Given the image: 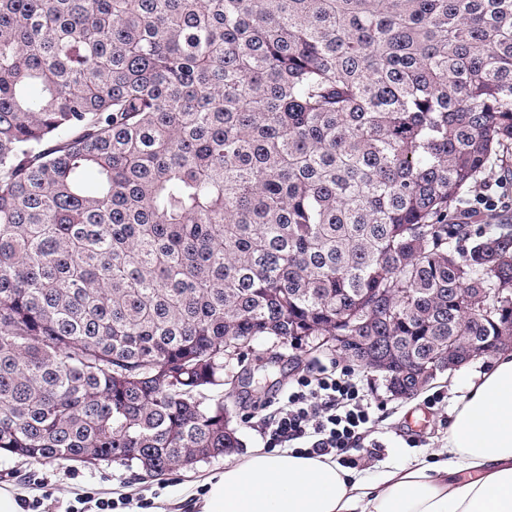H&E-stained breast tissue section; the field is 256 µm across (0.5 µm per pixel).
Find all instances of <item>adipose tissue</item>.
I'll list each match as a JSON object with an SVG mask.
<instances>
[{
  "label": "adipose tissue",
  "instance_id": "ef3b65f1",
  "mask_svg": "<svg viewBox=\"0 0 512 512\" xmlns=\"http://www.w3.org/2000/svg\"><path fill=\"white\" fill-rule=\"evenodd\" d=\"M197 512H512V353L471 386L433 462L376 479L290 450L257 451L206 481Z\"/></svg>",
  "mask_w": 512,
  "mask_h": 512
}]
</instances>
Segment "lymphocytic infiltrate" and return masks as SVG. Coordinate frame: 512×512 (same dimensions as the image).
Listing matches in <instances>:
<instances>
[{
  "label": "lymphocytic infiltrate",
  "mask_w": 512,
  "mask_h": 512,
  "mask_svg": "<svg viewBox=\"0 0 512 512\" xmlns=\"http://www.w3.org/2000/svg\"><path fill=\"white\" fill-rule=\"evenodd\" d=\"M371 421L372 404L358 378L337 363H319L259 418L257 431L267 447L341 463L361 450Z\"/></svg>",
  "instance_id": "1"
}]
</instances>
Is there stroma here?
<instances>
[{"instance_id": "35a3bbf8", "label": "stroma", "mask_w": 512, "mask_h": 512, "mask_svg": "<svg viewBox=\"0 0 512 512\" xmlns=\"http://www.w3.org/2000/svg\"><path fill=\"white\" fill-rule=\"evenodd\" d=\"M327 350L298 352L267 339L253 342L245 361L226 363L227 375L236 379L225 386L224 402L243 442L237 452L179 470L159 479L147 478L133 467L105 463L87 467L77 462L29 464L0 452V487L9 485L28 499L46 497L66 504L91 496L116 500L130 496L139 500V512H153V504L174 506L192 493H202L205 480L222 473L225 466L244 461L263 445L250 419L260 416L264 400L281 394L305 374L311 363L327 361ZM487 360L470 362L453 373L438 375L429 386L408 398H396L383 378L356 368L364 393L373 403V428L365 448L354 453L350 470L377 476L386 465L409 466L422 454L442 448L448 423L464 403L469 387L486 371Z\"/></svg>"}]
</instances>
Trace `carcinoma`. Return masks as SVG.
Returning <instances> with one entry per match:
<instances>
[{"label":"carcinoma","mask_w":512,"mask_h":512,"mask_svg":"<svg viewBox=\"0 0 512 512\" xmlns=\"http://www.w3.org/2000/svg\"><path fill=\"white\" fill-rule=\"evenodd\" d=\"M511 162L512 0H0V451L229 453L258 338L397 396L489 356Z\"/></svg>","instance_id":"cac0c4a2"}]
</instances>
